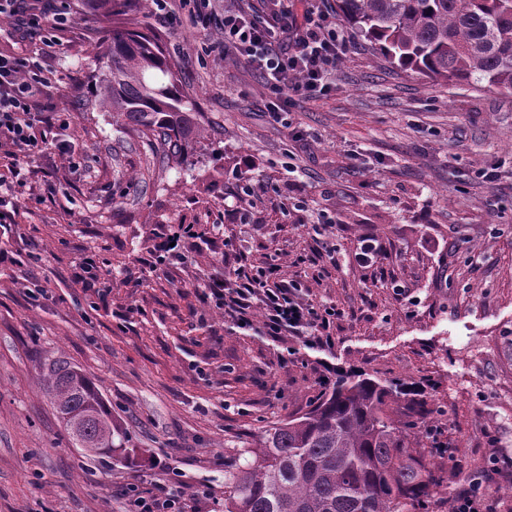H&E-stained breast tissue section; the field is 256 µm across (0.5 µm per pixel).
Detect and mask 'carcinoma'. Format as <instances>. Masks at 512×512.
<instances>
[{
  "instance_id": "carcinoma-1",
  "label": "carcinoma",
  "mask_w": 512,
  "mask_h": 512,
  "mask_svg": "<svg viewBox=\"0 0 512 512\" xmlns=\"http://www.w3.org/2000/svg\"><path fill=\"white\" fill-rule=\"evenodd\" d=\"M135 1L147 13L150 0H98L112 28L92 48L106 74L86 107L187 155L204 127L187 107L160 40L123 26ZM336 13L399 68L512 93V0H336ZM38 386L87 456L126 450V432L69 361L46 364ZM394 392L368 377L337 375L308 412L270 426L257 447L243 449L246 463L224 472V512L424 507L436 482L417 443L387 414Z\"/></svg>"
}]
</instances>
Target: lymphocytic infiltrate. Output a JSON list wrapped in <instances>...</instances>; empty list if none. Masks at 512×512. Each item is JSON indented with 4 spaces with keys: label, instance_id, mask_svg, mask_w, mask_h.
Masks as SVG:
<instances>
[{
    "label": "lymphocytic infiltrate",
    "instance_id": "f902f5d3",
    "mask_svg": "<svg viewBox=\"0 0 512 512\" xmlns=\"http://www.w3.org/2000/svg\"><path fill=\"white\" fill-rule=\"evenodd\" d=\"M309 0H288L260 24L245 14L228 13L221 28L222 40L257 63L266 76V90L273 96L272 116H280L291 94L322 91L324 78L336 62V31L314 18ZM0 17L7 19L8 39L15 47L0 52V144L12 149V177L0 179V195H17L27 185L25 164L42 154L46 129L69 124L65 113L44 116L38 102L50 84L33 60L27 44L41 34L46 19L36 5L22 0H0ZM207 301L223 310L225 321L241 330H253L271 341L285 336L303 339L309 346L330 343V329L337 312L305 302L299 282L284 278L277 263L262 266L237 264L227 278L214 281Z\"/></svg>",
    "mask_w": 512,
    "mask_h": 512
}]
</instances>
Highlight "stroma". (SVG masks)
Instances as JSON below:
<instances>
[{
	"mask_svg": "<svg viewBox=\"0 0 512 512\" xmlns=\"http://www.w3.org/2000/svg\"><path fill=\"white\" fill-rule=\"evenodd\" d=\"M39 6L72 18L40 105L70 125L50 130L0 233V512H125L127 488L165 485L188 501L211 488L198 512H224L225 470L339 372L402 385L387 412L441 487L424 512H448L476 477L493 512H512V93L400 69L342 25L336 0H313L339 57L323 93L275 119L260 72L219 45L225 12L263 22L272 0H213L206 21L174 28L131 11L205 128L187 171L84 109L111 16L93 0ZM182 226L180 259L150 268ZM366 237L385 247L376 262L357 256ZM240 252L341 310L332 346L225 324L203 295ZM89 257L105 296L79 280ZM57 356L94 383L128 451L76 448L37 386Z\"/></svg>",
	"mask_w": 512,
	"mask_h": 512,
	"instance_id": "stroma-1",
	"label": "stroma"
}]
</instances>
